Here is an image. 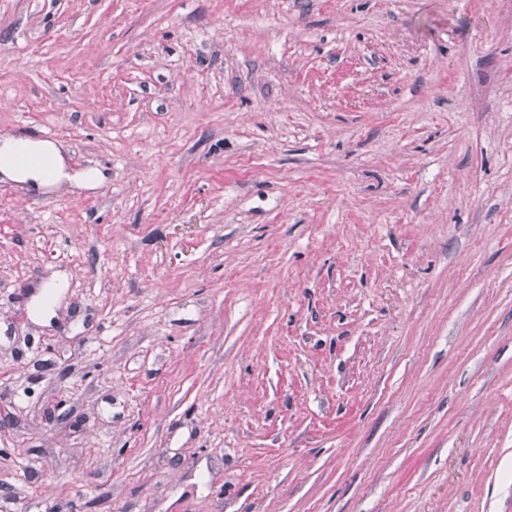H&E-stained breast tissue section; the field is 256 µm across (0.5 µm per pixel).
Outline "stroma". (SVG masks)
<instances>
[{
    "label": "stroma",
    "instance_id": "stroma-1",
    "mask_svg": "<svg viewBox=\"0 0 512 512\" xmlns=\"http://www.w3.org/2000/svg\"><path fill=\"white\" fill-rule=\"evenodd\" d=\"M0 512H512V0H0ZM0 153L6 158L17 153H26L45 161L48 168L42 165L15 166L7 164L2 169V174L10 180L27 181L31 180L37 188L52 191L63 182H72L87 188H94L101 180L98 171H79L70 173L66 169L64 159L58 147L50 142L14 139L3 140L0 145Z\"/></svg>",
    "mask_w": 512,
    "mask_h": 512
}]
</instances>
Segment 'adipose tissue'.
I'll return each instance as SVG.
<instances>
[{
    "mask_svg": "<svg viewBox=\"0 0 512 512\" xmlns=\"http://www.w3.org/2000/svg\"><path fill=\"white\" fill-rule=\"evenodd\" d=\"M0 153L7 157L18 153L38 157L37 165L18 167L9 164L0 168V174L10 180L32 181L36 187L48 191L64 182L93 188L101 180L100 173L96 171H67L58 147L50 142L8 138L0 141Z\"/></svg>",
    "mask_w": 512,
    "mask_h": 512,
    "instance_id": "obj_1",
    "label": "adipose tissue"
}]
</instances>
